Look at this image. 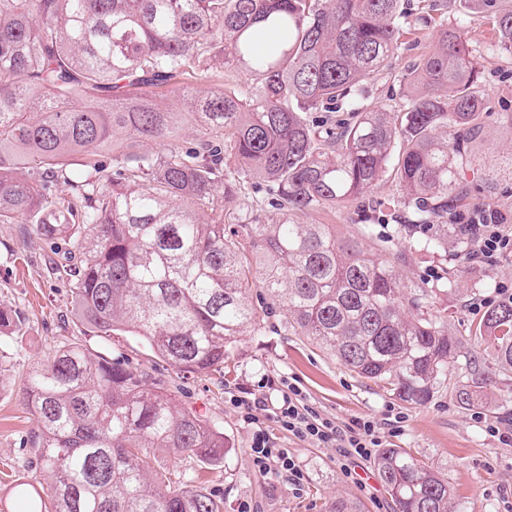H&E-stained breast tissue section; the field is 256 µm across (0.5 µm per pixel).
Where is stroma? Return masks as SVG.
<instances>
[{"label": "stroma", "mask_w": 512, "mask_h": 512, "mask_svg": "<svg viewBox=\"0 0 512 512\" xmlns=\"http://www.w3.org/2000/svg\"><path fill=\"white\" fill-rule=\"evenodd\" d=\"M409 2L414 20L404 45L389 67L366 79L355 104L367 110L399 111L411 92L406 75L414 62L434 50L440 25L463 27L488 99L475 189L462 210L467 213L489 206L512 225V54L497 47L491 20L485 14L454 5L432 12L421 6L420 0ZM399 193L387 177L364 199L333 212L299 213L293 220L335 225L340 238L357 233L359 225H372L374 231L363 243L378 256L384 238L394 225L403 222L406 212L378 208L371 201ZM394 250L399 255L395 269L407 282L425 279L430 268L443 264L440 254L421 250L407 240L396 242ZM457 251L456 237H449L448 253L457 256L459 272L450 281L447 296L437 300L433 310L446 314L449 328L463 337L474 317L471 303L494 301L499 283L512 281V254L503 255L495 266L482 267L469 257L458 256ZM65 262L63 241L46 240L28 224H0V305L16 309L20 316L14 333L0 334V512H15L13 487L18 479L33 475L27 439L34 418L25 406L22 383L27 373L46 362L59 346L81 338L73 323L70 280L57 272ZM235 346L229 374L196 377L177 373L138 337L118 335L112 339L113 358L144 373L149 382L168 390L175 404L196 411L223 432L228 453L216 468H202L185 455L167 453L163 459L223 499L224 512H239L244 503L250 504L253 512H328L339 499L359 503L363 512H393L373 461L353 464L351 477H344L336 464L335 449L299 440L266 419L246 422L234 405L236 397L254 394L275 405L288 381L294 379L309 405L339 426L361 419L382 422L402 417L400 428L386 436L385 445L409 449L445 470L468 512H512V445L491 437L485 427L486 422L512 418V376L478 389L474 403L466 408L460 407L450 392L452 385L467 378L471 366L491 364L494 350L490 345L473 348L471 362L449 360L448 388L435 392L422 406L408 405L358 378L334 357L293 335L276 318L269 321L263 334L246 331L237 336ZM260 431L277 447L293 451L305 475L300 491L253 467L251 448Z\"/></svg>", "instance_id": "obj_1"}]
</instances>
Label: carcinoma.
Masks as SVG:
<instances>
[{
	"instance_id": "obj_1",
	"label": "carcinoma",
	"mask_w": 512,
	"mask_h": 512,
	"mask_svg": "<svg viewBox=\"0 0 512 512\" xmlns=\"http://www.w3.org/2000/svg\"><path fill=\"white\" fill-rule=\"evenodd\" d=\"M459 3L487 14L512 53V0ZM409 16L402 0H0V224H31L82 255L68 276L86 337L25 378L30 467L50 482L17 480L18 512H223L157 453L217 466L224 433L92 338L138 336L207 376L282 308L285 328L409 405L445 387L448 359L468 352L431 311L442 277L406 284L331 224H263L241 202L262 192L285 215L333 209L392 172L404 190L393 205L415 217L401 231L425 227L418 245L441 247L472 190L487 105L461 28L442 29L411 69L402 111L308 119L359 94ZM217 56L252 81L246 91L189 86ZM160 90L186 109L160 105ZM185 122L194 135L181 140ZM468 338L495 357L455 387L462 405L512 374V302L488 307ZM375 466L396 512H461L430 461L389 447Z\"/></svg>"
}]
</instances>
